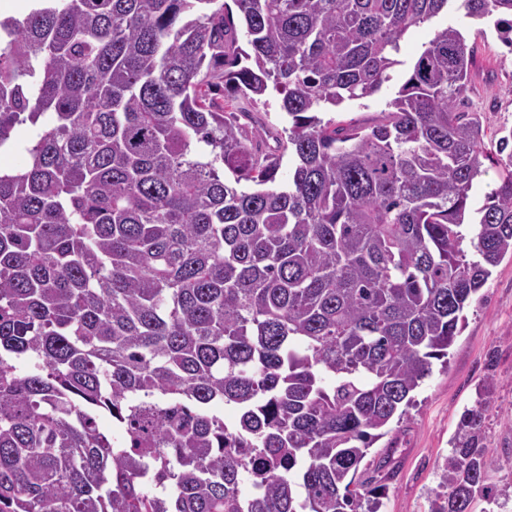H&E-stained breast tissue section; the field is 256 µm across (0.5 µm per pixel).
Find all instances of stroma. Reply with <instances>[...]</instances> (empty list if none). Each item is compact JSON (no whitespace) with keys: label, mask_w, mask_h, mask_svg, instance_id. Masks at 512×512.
<instances>
[{"label":"stroma","mask_w":512,"mask_h":512,"mask_svg":"<svg viewBox=\"0 0 512 512\" xmlns=\"http://www.w3.org/2000/svg\"><path fill=\"white\" fill-rule=\"evenodd\" d=\"M439 25L459 29L477 46L476 65L459 109L478 113L486 129V148L495 152L502 131L512 130V54L493 27L467 17L453 5L436 24L411 28L404 35L399 63L378 93L328 110L324 119L375 125L404 83L409 64ZM280 102L272 91L256 102L242 103L240 124L249 130L261 125L284 127ZM465 316V326L448 350L447 363H434L407 418L392 423L364 461L367 476L381 487L378 512H430L432 501L442 492L440 467L452 451L460 415L474 405L489 376L494 385L485 411L483 443L490 457H512L511 257L493 268Z\"/></svg>","instance_id":"35a3bbf8"}]
</instances>
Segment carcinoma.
<instances>
[{
    "label": "carcinoma",
    "instance_id": "1",
    "mask_svg": "<svg viewBox=\"0 0 512 512\" xmlns=\"http://www.w3.org/2000/svg\"><path fill=\"white\" fill-rule=\"evenodd\" d=\"M456 1L512 49V0H34L0 17V148L39 127L0 170V512H363L369 449L512 257V171L477 210L476 257L461 230L484 161L512 168V130L492 157L458 110L476 47L448 25L382 122L318 113L377 92L408 30ZM220 85L233 105L282 95L288 127L259 137L287 143L288 184ZM491 397L489 381L461 416L431 512L496 498Z\"/></svg>",
    "mask_w": 512,
    "mask_h": 512
}]
</instances>
